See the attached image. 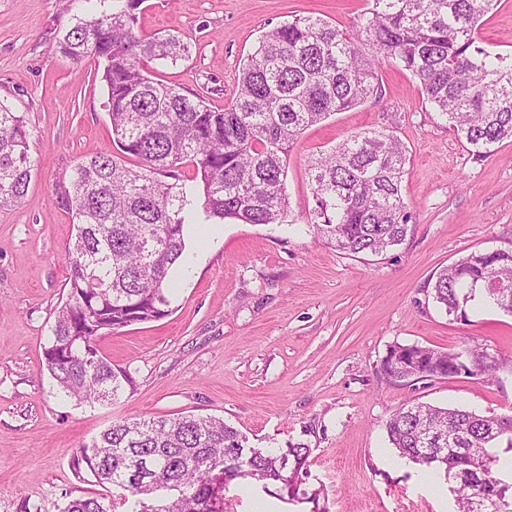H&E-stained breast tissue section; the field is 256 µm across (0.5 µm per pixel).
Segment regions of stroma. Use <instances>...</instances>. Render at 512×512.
I'll return each mask as SVG.
<instances>
[{
	"instance_id": "1",
	"label": "stroma",
	"mask_w": 512,
	"mask_h": 512,
	"mask_svg": "<svg viewBox=\"0 0 512 512\" xmlns=\"http://www.w3.org/2000/svg\"><path fill=\"white\" fill-rule=\"evenodd\" d=\"M365 0H144L145 35L190 47L156 76L209 105L231 104L238 74L262 32L296 17L350 30ZM85 0H0V101L23 112L35 167L28 191L0 209V512H62L100 493L72 458L113 421L212 415L259 448L305 442L303 489L318 501H284L258 484L231 483L226 512H455L451 493L413 463L397 468L385 423L409 402L478 413L512 412V368L496 378L463 375L388 382L391 345H479L512 359V317L472 306L455 320L434 301L444 267L479 250L512 248V140L477 160L394 62L378 64L380 92L308 128L287 158L291 225L225 219L201 241L188 229L189 271L168 316L104 336L99 349L135 380L112 402L79 405L57 395L44 349L67 291L64 253L75 235L60 183L82 158L108 148L109 117L93 59L73 62L56 41ZM478 35L512 52V0H499ZM393 133L407 150L405 240L379 256L352 257L318 241L308 164L351 135Z\"/></svg>"
}]
</instances>
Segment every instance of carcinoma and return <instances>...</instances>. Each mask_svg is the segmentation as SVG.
Wrapping results in <instances>:
<instances>
[{"mask_svg":"<svg viewBox=\"0 0 512 512\" xmlns=\"http://www.w3.org/2000/svg\"><path fill=\"white\" fill-rule=\"evenodd\" d=\"M77 16L56 50L74 62L93 58L108 112L112 148L80 161L62 199L76 224L65 259L69 291L45 349L58 393L78 404L113 400L133 383L97 348L101 336L169 315L173 271L186 255L188 224H282L290 214L284 173L289 148L309 127L353 108L380 90L376 64L393 60L416 77L426 102L481 160L512 139V54L477 45L481 18L497 0H370L356 33L322 18H294L260 37L222 111L202 96L150 77L149 63L176 66L189 46L171 34L144 36V0ZM25 115L0 102V208L25 196L35 161ZM407 155L383 130L357 133L309 165L315 207L307 225L325 244L350 255H381L404 241L412 213L402 183ZM193 170L184 178V168ZM478 295L512 315V250L472 252L437 275L433 299L450 316ZM492 378L502 363L484 350H439L396 343L380 371L389 381ZM455 437L448 440V428ZM399 457L439 478L487 463L492 471L453 484L459 512H512V414H480L424 402L401 406L386 421ZM248 447V437L212 416L118 420L83 443L77 476L126 489V512H224L235 480L278 485L293 497L311 448ZM445 448L448 467L430 455ZM462 452H456V449ZM107 495L78 497L63 512H112Z\"/></svg>","mask_w":512,"mask_h":512,"instance_id":"1","label":"carcinoma"}]
</instances>
